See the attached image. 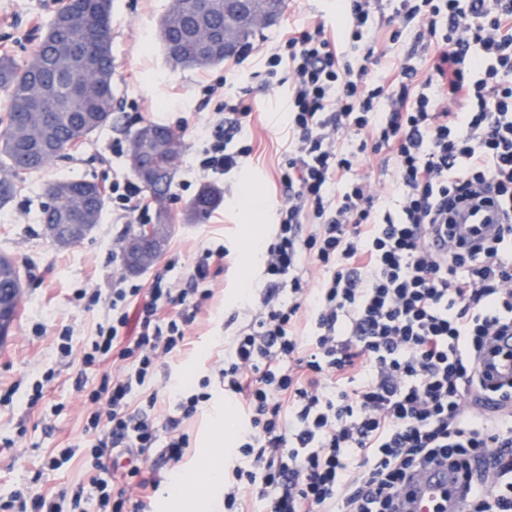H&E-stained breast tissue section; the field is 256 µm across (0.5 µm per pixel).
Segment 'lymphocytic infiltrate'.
I'll return each mask as SVG.
<instances>
[{
  "label": "lymphocytic infiltrate",
  "instance_id": "obj_1",
  "mask_svg": "<svg viewBox=\"0 0 512 512\" xmlns=\"http://www.w3.org/2000/svg\"><path fill=\"white\" fill-rule=\"evenodd\" d=\"M393 70L369 39L375 0H348V48L323 24L294 29L267 53L266 84L291 77L285 193L262 245L268 287L224 341L217 373L243 417L224 480V512H397L410 480L443 465L469 491L467 512H512V0H399ZM240 92L198 136L202 175L238 169L253 147ZM394 163L399 208L385 206L367 160ZM112 213L148 221L142 187H109ZM494 208L498 235L459 224L460 207ZM225 246L205 248L177 290L117 279L84 350L104 366L83 397L85 430L112 462L70 508L146 512L159 482L149 459L178 464L183 430L210 401L173 384L152 388L162 356L179 352ZM165 405L157 416V405Z\"/></svg>",
  "mask_w": 512,
  "mask_h": 512
}]
</instances>
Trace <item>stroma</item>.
<instances>
[{"label": "stroma", "mask_w": 512, "mask_h": 512, "mask_svg": "<svg viewBox=\"0 0 512 512\" xmlns=\"http://www.w3.org/2000/svg\"><path fill=\"white\" fill-rule=\"evenodd\" d=\"M63 0H0V54L22 60L37 44L38 32L48 25ZM172 0H112V54L117 104L112 122L53 160L40 172L25 176L14 199L0 208V253L11 256L23 277L19 314L13 331L0 346V390L14 389L12 404L0 405V504H9L20 485L39 483L42 490L89 485L95 474L93 460L85 452L90 437L84 432L82 392L97 387L101 373L81 363L66 364L58 350V336L70 330L74 352L92 340L102 319L99 307L89 302L93 289L107 288L124 271L116 242L136 228L134 219H113L104 214L94 232L80 243L60 248L41 231V215L47 198L46 182L58 178L94 179L110 185L113 179L131 177L124 155L113 153L114 139L128 140L134 131L128 124L131 108H138L143 122L155 123L179 135L186 145L182 164L170 190L169 208L174 230L159 258L136 283L147 285L158 273H166L176 287L187 285L196 253L204 247L226 245V266L215 274L212 298L201 308L183 352L162 358L154 379L159 394L170 381L189 378L198 383L211 377L210 390L218 407L238 420L239 412L214 378V365L222 353L229 330L227 321L244 315L241 285L264 287L261 263H249L255 243L272 239L277 210L285 196L276 170L288 145L287 85L265 86L264 52L290 29L323 23L328 33L342 30L343 0H286L283 15L272 25L256 28L251 53L236 71L227 64L182 70L166 60L158 41V29ZM247 89L251 107L250 134L254 153L238 170L226 176H201L197 168L203 143L196 130L212 117L213 105L204 101V87L223 89L225 82ZM206 184L224 192L220 205L200 220L188 223L183 214L199 189ZM179 254L180 262L166 270V257ZM45 380V396L29 406L33 384ZM191 446L178 464L191 475L185 488L188 501L206 505V512H222L224 487L213 484L208 473L224 466L218 448L226 438L211 411L186 422ZM13 447H4V439ZM73 448L75 455L59 470L46 467L56 449Z\"/></svg>", "instance_id": "obj_1"}]
</instances>
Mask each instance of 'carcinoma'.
<instances>
[{"mask_svg": "<svg viewBox=\"0 0 512 512\" xmlns=\"http://www.w3.org/2000/svg\"><path fill=\"white\" fill-rule=\"evenodd\" d=\"M112 0H88L79 7L65 0L39 36L37 50L24 62L0 55V89L6 92L0 117V167L14 177L44 168L69 147L88 139L112 121L116 104L112 31ZM286 0H249L247 12L280 16ZM222 28L239 49L249 45L253 31L224 16V0H207L203 14L185 13V0H175L163 16L158 38L176 68L192 69L224 62V55L203 57L197 36ZM43 224H65L72 216L94 229L105 207L104 190L92 179L51 182ZM222 199L217 186H204L190 202L183 220L191 223ZM22 295L20 268L0 255V300L17 318Z\"/></svg>", "mask_w": 512, "mask_h": 512, "instance_id": "cac0c4a2", "label": "carcinoma"}]
</instances>
